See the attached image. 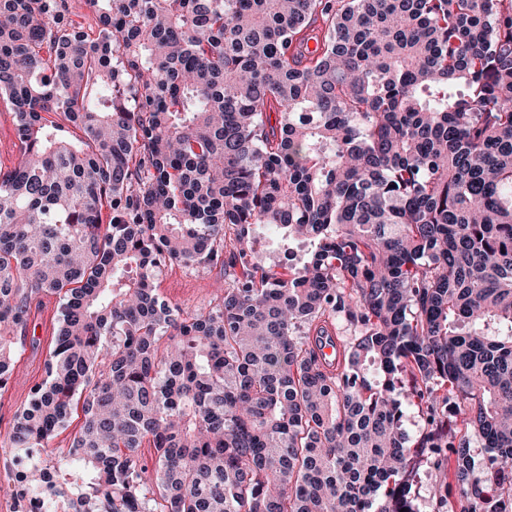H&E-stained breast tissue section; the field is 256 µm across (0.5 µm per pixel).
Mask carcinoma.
Listing matches in <instances>:
<instances>
[{
	"mask_svg": "<svg viewBox=\"0 0 512 512\" xmlns=\"http://www.w3.org/2000/svg\"><path fill=\"white\" fill-rule=\"evenodd\" d=\"M80 3L0 0V390L33 306L61 303L8 436L45 458L0 494L414 512L417 449L449 448L460 512H512V0ZM261 224L302 260L267 261ZM168 265L224 286L186 312ZM12 112L0 102V167L11 168L17 159V148L13 137ZM399 399L402 401L404 410L403 427L409 437V444L413 447V443L425 430V422L419 408L414 403L403 395H400Z\"/></svg>",
	"mask_w": 512,
	"mask_h": 512,
	"instance_id": "carcinoma-1",
	"label": "carcinoma"
}]
</instances>
